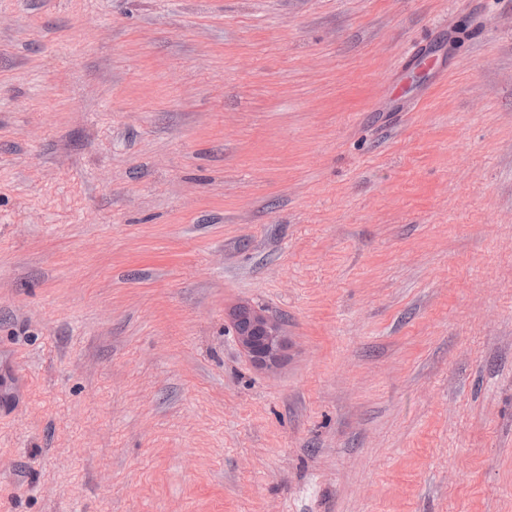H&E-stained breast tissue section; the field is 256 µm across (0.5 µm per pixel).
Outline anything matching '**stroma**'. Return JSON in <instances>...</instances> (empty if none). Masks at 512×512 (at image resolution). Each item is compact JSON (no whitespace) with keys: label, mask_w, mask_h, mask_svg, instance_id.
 <instances>
[{"label":"stroma","mask_w":512,"mask_h":512,"mask_svg":"<svg viewBox=\"0 0 512 512\" xmlns=\"http://www.w3.org/2000/svg\"><path fill=\"white\" fill-rule=\"evenodd\" d=\"M1 350L0 512H512V0H0Z\"/></svg>","instance_id":"obj_1"}]
</instances>
